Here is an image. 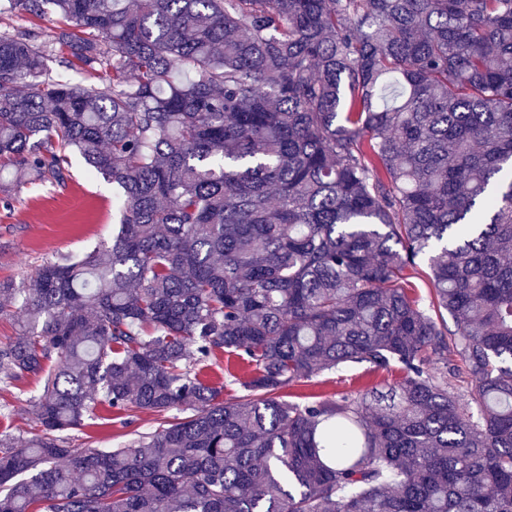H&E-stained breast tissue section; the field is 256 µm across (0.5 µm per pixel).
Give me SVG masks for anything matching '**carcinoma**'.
<instances>
[{
  "label": "carcinoma",
  "instance_id": "1",
  "mask_svg": "<svg viewBox=\"0 0 512 512\" xmlns=\"http://www.w3.org/2000/svg\"><path fill=\"white\" fill-rule=\"evenodd\" d=\"M16 10L58 33L0 31V199L74 153L120 197L108 242L0 282V384L39 378L0 512H512V0ZM219 352L251 367L234 402L201 376ZM353 364L401 376L281 396ZM101 406L160 422L72 447ZM64 79L71 84H79L83 86L101 84L105 78V73L102 70H91L83 66L81 63L75 61L70 69H61Z\"/></svg>",
  "mask_w": 512,
  "mask_h": 512
}]
</instances>
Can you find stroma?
<instances>
[{
  "instance_id": "obj_1",
  "label": "stroma",
  "mask_w": 512,
  "mask_h": 512,
  "mask_svg": "<svg viewBox=\"0 0 512 512\" xmlns=\"http://www.w3.org/2000/svg\"><path fill=\"white\" fill-rule=\"evenodd\" d=\"M72 176L65 188L40 185L25 188L17 201L0 203V281L22 282L54 252L83 253L110 240L117 224V194L111 184L91 177L79 156L71 158ZM203 375L223 383V398L241 396L242 380L250 369L235 355L217 354L202 370ZM398 369L372 372L364 365H350L313 380L284 389L289 400L336 398L369 387H383L398 380ZM39 387L38 380L25 377L0 389V432L37 428L28 412V400ZM157 426L154 415L128 416L116 410H99L95 419L70 433L73 447L112 448Z\"/></svg>"
}]
</instances>
